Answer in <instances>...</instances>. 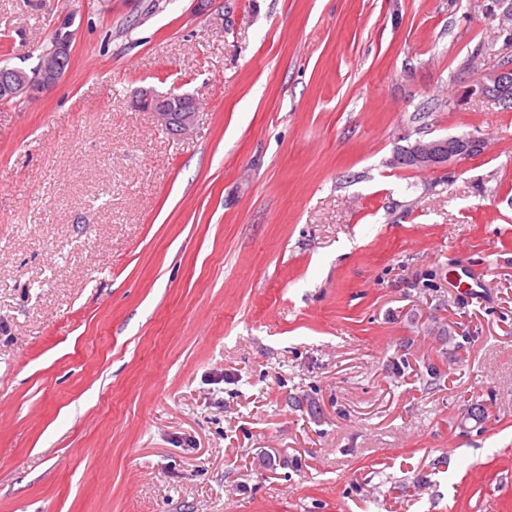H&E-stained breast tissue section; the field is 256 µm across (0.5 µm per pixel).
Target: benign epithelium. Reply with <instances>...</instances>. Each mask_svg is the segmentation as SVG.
Masks as SVG:
<instances>
[{
	"instance_id": "obj_1",
	"label": "benign epithelium",
	"mask_w": 512,
	"mask_h": 512,
	"mask_svg": "<svg viewBox=\"0 0 512 512\" xmlns=\"http://www.w3.org/2000/svg\"><path fill=\"white\" fill-rule=\"evenodd\" d=\"M72 32L56 34L54 53L49 59H41L32 69V76L14 70L0 73V95L6 98L17 96L30 97L34 93H44L55 88L65 76L64 66L71 58L70 47ZM479 83L489 87L499 96H512V66L498 67L491 73L483 75ZM134 109L147 111L155 115L157 121L167 128L175 129V134L183 136L190 131L197 112L193 98L157 94L142 90L136 95ZM483 140L470 135L468 137H451L448 146H443L439 139H417L405 148L408 161L421 171H435L448 165L450 161L466 160L480 152Z\"/></svg>"
}]
</instances>
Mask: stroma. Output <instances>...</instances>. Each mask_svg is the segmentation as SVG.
<instances>
[{
    "instance_id": "stroma-1",
    "label": "stroma",
    "mask_w": 512,
    "mask_h": 512,
    "mask_svg": "<svg viewBox=\"0 0 512 512\" xmlns=\"http://www.w3.org/2000/svg\"><path fill=\"white\" fill-rule=\"evenodd\" d=\"M490 2L0 0V512H512ZM61 28L59 33L55 35L56 45L52 57L46 60L41 58L36 67L32 69L31 77L18 70H13L12 75L7 71L0 73V95L11 98L5 100L1 97V103L21 100L12 97L24 96L28 98L36 92L51 91L64 78L66 74L64 66L71 58L70 47L73 34L71 31L62 33ZM133 107L137 111L153 112L158 123L166 128H174L175 135H186L193 125L197 112V104L193 98L186 96H174L169 94H157L153 91L141 90L135 95ZM183 105H187L185 111H181ZM445 139H418L405 148L408 161L414 169L421 171H435L446 167L450 161L469 159L480 152L483 140L470 135L468 137H451ZM442 141V142H441ZM446 144L448 147L442 145ZM442 151V150H446Z\"/></svg>"
}]
</instances>
